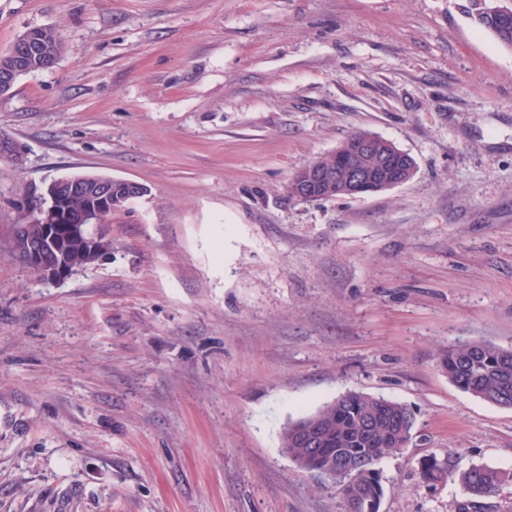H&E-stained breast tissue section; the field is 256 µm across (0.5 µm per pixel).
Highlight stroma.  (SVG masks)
<instances>
[{"mask_svg": "<svg viewBox=\"0 0 512 512\" xmlns=\"http://www.w3.org/2000/svg\"><path fill=\"white\" fill-rule=\"evenodd\" d=\"M65 44L0 99V512H340L280 446L347 391L408 406L380 512H458L456 471H512V408L463 392L448 346L512 348V49L470 0H0V54ZM365 131L394 188L289 198ZM144 196L60 280L14 251L55 179ZM451 475L452 473L448 470L447 462L435 455L424 458L419 468V478L428 485L440 483Z\"/></svg>", "mask_w": 512, "mask_h": 512, "instance_id": "35a3bbf8", "label": "stroma"}]
</instances>
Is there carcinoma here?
<instances>
[{
    "mask_svg": "<svg viewBox=\"0 0 512 512\" xmlns=\"http://www.w3.org/2000/svg\"><path fill=\"white\" fill-rule=\"evenodd\" d=\"M474 0L475 19L486 30L491 31L506 48L512 49V15H501L484 10ZM52 43L48 57L31 58L26 68L31 72L51 69L61 57L64 45L56 31L48 29ZM71 262L85 267L95 258L84 251L82 242L73 240L69 244ZM442 371L462 391L500 407L512 408V349H504L480 341L467 342L448 347L440 360ZM316 424L317 447L321 448L322 460L329 461L336 452L362 456L369 475L354 477L352 473L339 472L331 479L336 487L342 512H352L353 505L348 495L354 481H359L362 495L369 501L380 504L384 496L383 476L379 463L400 451L412 437L414 414L402 403L369 394L348 391L336 399L320 406L315 412L290 421L280 436V447L298 466L310 455V447L298 441V435ZM451 476L447 462L435 455L422 460L419 478L428 485H435ZM512 474L483 466H472L459 474V481L467 492V498L459 505L458 512H484L485 500L496 496L501 483Z\"/></svg>",
    "mask_w": 512,
    "mask_h": 512,
    "instance_id": "obj_1",
    "label": "carcinoma"
}]
</instances>
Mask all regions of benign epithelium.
I'll list each match as a JSON object with an SVG mask.
<instances>
[{"mask_svg": "<svg viewBox=\"0 0 512 512\" xmlns=\"http://www.w3.org/2000/svg\"><path fill=\"white\" fill-rule=\"evenodd\" d=\"M45 49L39 29H28L10 48L18 62L13 69L0 71V97L9 94L16 78L24 72L23 65L32 55ZM405 153L398 151L388 140L372 133H363L353 140L349 152L339 157L336 166H322L313 162L305 166V174L294 180L292 193L301 200L314 201L342 196H361L396 187L408 180ZM141 184L112 177L87 174L64 177L49 184L46 202L48 213L36 207L37 218L33 223L42 225L33 234L30 223L15 227L12 245L19 257L30 267L51 278L70 275L65 264L67 240L93 228L88 242L94 248L101 239L102 214L123 208L131 198L145 195ZM87 194L92 202L80 211L69 208L70 197ZM363 464L359 457L340 455L336 461L315 470L331 479L336 472L358 468Z\"/></svg>", "mask_w": 512, "mask_h": 512, "instance_id": "1", "label": "benign epithelium"}]
</instances>
